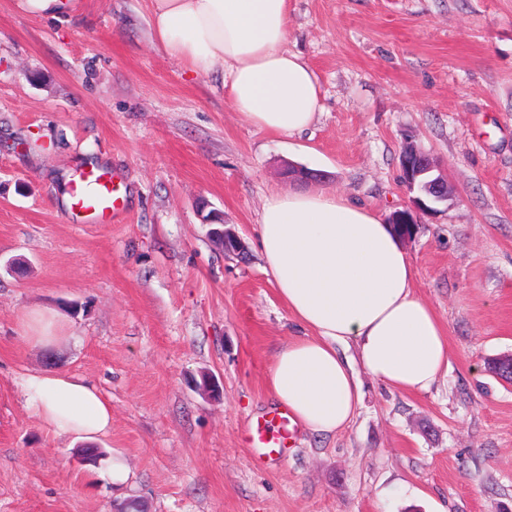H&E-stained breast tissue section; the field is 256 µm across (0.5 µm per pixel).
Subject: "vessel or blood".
<instances>
[{"instance_id":"vessel-or-blood-1","label":"vessel or blood","mask_w":512,"mask_h":512,"mask_svg":"<svg viewBox=\"0 0 512 512\" xmlns=\"http://www.w3.org/2000/svg\"><path fill=\"white\" fill-rule=\"evenodd\" d=\"M119 199L111 170L92 166L74 181L68 209L73 219L105 222L119 211ZM291 428L287 411L277 409L248 425L246 441L250 447L262 449L265 458L274 460L285 454Z\"/></svg>"}]
</instances>
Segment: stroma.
<instances>
[{
	"label": "stroma",
	"instance_id": "stroma-1",
	"mask_svg": "<svg viewBox=\"0 0 512 512\" xmlns=\"http://www.w3.org/2000/svg\"><path fill=\"white\" fill-rule=\"evenodd\" d=\"M75 4L57 21L0 0V512H512V384L486 369L512 353V0H289L288 48L321 101L290 136L169 57L150 0ZM409 144L456 190L403 242L448 369L405 393L356 367L344 431L297 430L257 462L247 425L271 410L268 372L298 332L263 270V203L295 188L292 163L389 219L411 198ZM91 162L120 184L109 224L73 223L60 202ZM203 200L246 258L212 245ZM33 310L59 313L53 345L24 339ZM51 370L110 400L97 462L27 410L22 378ZM205 374L219 395L199 390Z\"/></svg>",
	"mask_w": 512,
	"mask_h": 512
}]
</instances>
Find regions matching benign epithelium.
Masks as SVG:
<instances>
[{
    "label": "benign epithelium",
    "mask_w": 512,
    "mask_h": 512,
    "mask_svg": "<svg viewBox=\"0 0 512 512\" xmlns=\"http://www.w3.org/2000/svg\"><path fill=\"white\" fill-rule=\"evenodd\" d=\"M400 171L403 182L410 192L416 193L411 198L410 207L394 212L389 223L397 227L401 238L413 236L411 225L418 223V218L435 211L434 205L445 203L454 197V191L448 178L437 172V166L426 152L407 147L400 157ZM207 203H202V223L208 226V237L214 246L226 256H242L246 245L234 229L224 224V215L216 211H206Z\"/></svg>",
    "instance_id": "7a95c632"
}]
</instances>
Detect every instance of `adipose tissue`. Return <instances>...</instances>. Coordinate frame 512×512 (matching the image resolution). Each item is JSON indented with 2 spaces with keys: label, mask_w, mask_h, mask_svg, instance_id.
Wrapping results in <instances>:
<instances>
[{
  "label": "adipose tissue",
  "mask_w": 512,
  "mask_h": 512,
  "mask_svg": "<svg viewBox=\"0 0 512 512\" xmlns=\"http://www.w3.org/2000/svg\"><path fill=\"white\" fill-rule=\"evenodd\" d=\"M289 0H153L158 45L190 70L224 72L249 124L307 130L316 74L288 48ZM264 271L301 329L277 352L268 386L293 423L323 436L347 427L363 393L354 364L402 392H426L448 369L446 331L413 287L400 238L368 208L324 190L271 194L258 224ZM356 347V360L338 351ZM27 410L55 436L90 442L112 429V406L83 378L44 371L22 380Z\"/></svg>",
  "instance_id": "1"
}]
</instances>
